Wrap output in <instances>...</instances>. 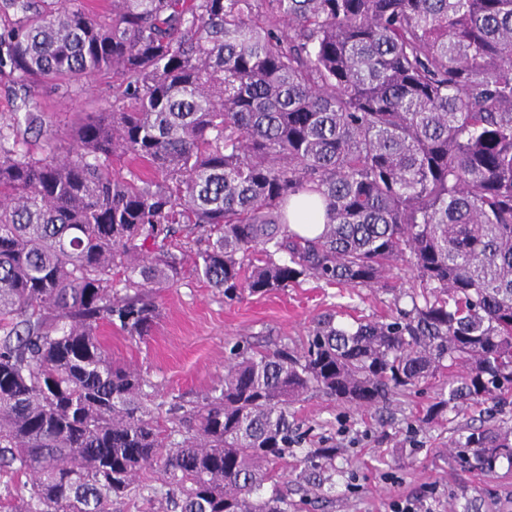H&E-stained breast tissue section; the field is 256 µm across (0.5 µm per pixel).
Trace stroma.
<instances>
[{"label": "stroma", "mask_w": 512, "mask_h": 512, "mask_svg": "<svg viewBox=\"0 0 512 512\" xmlns=\"http://www.w3.org/2000/svg\"><path fill=\"white\" fill-rule=\"evenodd\" d=\"M112 92L113 79L104 75L70 98L41 88L36 102L66 129L75 113L108 109ZM411 280V271L401 268L390 275L386 291L309 280L281 292L229 300L189 270L158 295L161 317L145 339L107 328L102 334L113 359L139 369L160 395L194 400L223 376L235 342L297 343L328 313L343 324L386 317L393 288ZM444 383L437 378L379 412L352 411L320 396L295 405L308 447H335L336 457L315 470L288 458L281 470L289 501L299 504V512H390L395 500L423 496L434 498L436 512H512L511 463L482 470L457 459L473 428L512 426V397L478 406L458 401L439 419L423 423Z\"/></svg>", "instance_id": "1"}]
</instances>
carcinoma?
I'll return each instance as SVG.
<instances>
[{
  "mask_svg": "<svg viewBox=\"0 0 512 512\" xmlns=\"http://www.w3.org/2000/svg\"><path fill=\"white\" fill-rule=\"evenodd\" d=\"M110 5L0 0V80L116 82L65 149L47 113L0 115V471L25 478L0 512H288L294 404L378 409L460 363L428 415L512 392V0ZM320 206L316 237L291 230ZM188 257L230 299L382 287L399 266L413 283L386 319L237 343L163 413L101 330L149 335ZM465 448L512 462V427Z\"/></svg>",
  "mask_w": 512,
  "mask_h": 512,
  "instance_id": "carcinoma-1",
  "label": "carcinoma"
}]
</instances>
